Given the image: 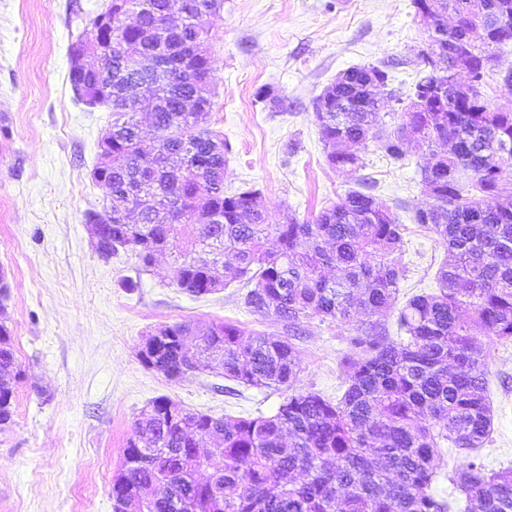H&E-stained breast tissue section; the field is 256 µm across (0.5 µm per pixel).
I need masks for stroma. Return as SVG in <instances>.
I'll use <instances>...</instances> for the list:
<instances>
[{"label": "stroma", "instance_id": "1", "mask_svg": "<svg viewBox=\"0 0 512 512\" xmlns=\"http://www.w3.org/2000/svg\"><path fill=\"white\" fill-rule=\"evenodd\" d=\"M107 5L0 0V272L9 283L0 319L13 331L19 372L12 421L0 428V512H113L126 439L157 397L216 417L266 415L280 401L269 390L225 393L227 379L207 371L170 380L139 357L146 336L165 325L282 328L240 306L239 284L199 298L182 292L169 256L145 271L128 252L98 257L85 214L103 203L91 172L111 117L76 102L68 74L73 44L94 39L90 20ZM202 23L214 87L208 124L228 147L226 188L255 187L270 211L306 222L372 178L406 226L399 302L433 291L444 248L410 212L434 203L420 175L427 145L409 141L398 162L371 141L363 168L339 171L313 109L353 66L388 67L390 89L411 93L427 72L413 0H224ZM260 88L284 98V109L257 101ZM309 329L297 343L299 386L339 397L345 331L316 321ZM483 352L495 432L479 454L497 469L512 465V345Z\"/></svg>", "mask_w": 512, "mask_h": 512}]
</instances>
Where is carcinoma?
<instances>
[{
  "label": "carcinoma",
  "instance_id": "cac0c4a2",
  "mask_svg": "<svg viewBox=\"0 0 512 512\" xmlns=\"http://www.w3.org/2000/svg\"><path fill=\"white\" fill-rule=\"evenodd\" d=\"M224 0H112L104 27L107 71H69L112 114V166L96 185L104 204L86 214L100 225L95 250L108 261L131 252L141 268L169 254L173 281L193 297L233 283L242 304L273 315L285 335H245L215 323L195 331L164 326L146 338L142 362L170 380L207 369L240 386L278 392L271 415L215 417L161 396L136 419L121 468L112 477L113 512H453L457 501L431 491L449 479L465 512H512V466L489 469L475 457L452 473L443 445L474 451L490 440L494 411L478 338L512 343V156L486 148L512 146V112H489L483 94L470 102L412 103L378 137L395 161L410 138L427 143L429 160L447 179L438 204L413 208V220L445 248L437 291L395 307L406 268L403 232L390 205L365 179L324 208L311 224L270 213L260 190L224 191V139L208 127L213 89L202 13ZM442 17L453 11L460 30L491 8L501 22L471 46L472 78L482 84L496 51L512 42V0H414ZM135 11L136 21L124 15ZM369 65L346 70L344 99L373 75ZM151 104L149 129L135 112ZM328 163L364 167L353 150L375 137L378 112H317ZM154 158L141 162L146 132ZM396 316L401 335L390 336ZM348 325L340 368L347 387L332 400L297 387L302 364L294 339L307 323ZM11 328L0 321V426L12 420L15 369ZM219 460L205 481L198 474Z\"/></svg>",
  "mask_w": 512,
  "mask_h": 512
}]
</instances>
